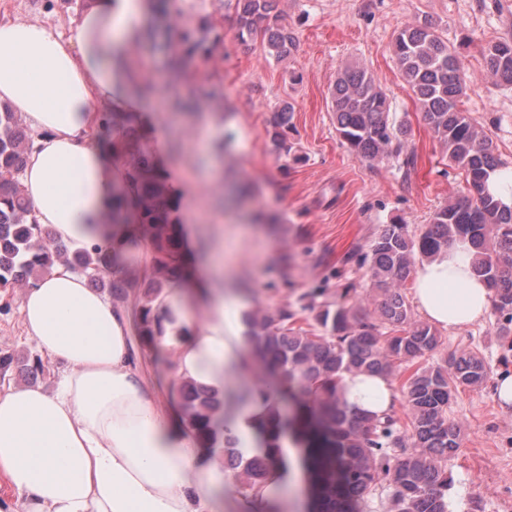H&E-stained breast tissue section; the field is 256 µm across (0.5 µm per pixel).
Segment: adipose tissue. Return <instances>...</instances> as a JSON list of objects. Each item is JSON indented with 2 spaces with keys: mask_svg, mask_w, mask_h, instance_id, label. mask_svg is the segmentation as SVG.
I'll return each mask as SVG.
<instances>
[{
  "mask_svg": "<svg viewBox=\"0 0 512 512\" xmlns=\"http://www.w3.org/2000/svg\"><path fill=\"white\" fill-rule=\"evenodd\" d=\"M152 6L90 0L67 34L0 17V103L21 112L33 134L21 185L38 223L75 248L118 245L134 232L112 221L125 166L99 138V113L104 105L133 112L147 99L149 83L123 48L138 41L137 16ZM414 299L429 323L462 329L484 318L490 290L458 244L418 264ZM247 306L216 256L185 269L157 303L174 376L223 391L224 424L254 454L267 406L236 400L252 366ZM21 314L37 349L64 370L50 392L0 385V477L16 496L13 512H274L280 491L303 481L301 450L286 437V466L272 467L260 490L239 491L223 453L200 447L167 387L144 372L130 311L68 265L28 288ZM344 396L373 414L395 400L376 374L346 377Z\"/></svg>",
  "mask_w": 512,
  "mask_h": 512,
  "instance_id": "ef3b65f1",
  "label": "adipose tissue"
}]
</instances>
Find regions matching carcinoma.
<instances>
[{
  "label": "carcinoma",
  "instance_id": "cac0c4a2",
  "mask_svg": "<svg viewBox=\"0 0 512 512\" xmlns=\"http://www.w3.org/2000/svg\"><path fill=\"white\" fill-rule=\"evenodd\" d=\"M279 0H224L236 15V37L260 44L280 60L297 48L294 33L282 24ZM191 55L210 52L212 28L202 24L184 35ZM393 52L403 79L423 119L448 151V163L465 174L467 194L438 208L419 235L408 225L381 226L364 260L377 293L379 317L351 300L348 283L326 297L321 290L303 296L302 309L313 313L314 329L299 325L298 312L284 306L274 313L256 309L245 314L247 338L271 361L279 375L280 397L268 404L262 427L264 453L249 456L238 441L224 436V399L192 380L180 382L185 420L206 448H220L241 487L254 490L273 466L283 462L284 429H303V470L307 512H357V506L388 491V512H448V457L460 447L461 431L448 417L458 389L480 387L489 368L475 352L450 351L443 363L417 367L404 375L400 366L417 362L441 345L430 325L413 318L402 283L415 255L428 258L455 242L472 254V268L491 291L494 311L506 316L512 331V210L487 188L491 173L502 167L492 140L460 108L465 78L458 55L425 20L397 31ZM487 73L512 85V40L492 42L484 50ZM336 134L355 157L394 159L400 167L415 164L403 125L390 119L388 94L364 68H346L330 89ZM293 106L284 102L274 113L272 140L286 154L292 146ZM138 122L132 112L101 116L99 136L112 154L126 159L127 177L115 188L118 200L112 223L131 222L136 238L127 247L146 246L151 274L143 281L136 306V336L145 347L161 335L153 310L178 271L183 244L178 233L180 199L168 176L139 146ZM31 133L22 114L0 104V216L8 217L14 236L0 237V285L30 287L56 263L84 275L115 300L126 298L125 282L112 276L120 255L107 246L72 249L52 228L37 223L20 191V160L27 157ZM378 374L399 385L408 421L400 425L396 410L381 415L348 408L343 381L351 374Z\"/></svg>",
  "mask_w": 512,
  "mask_h": 512
}]
</instances>
